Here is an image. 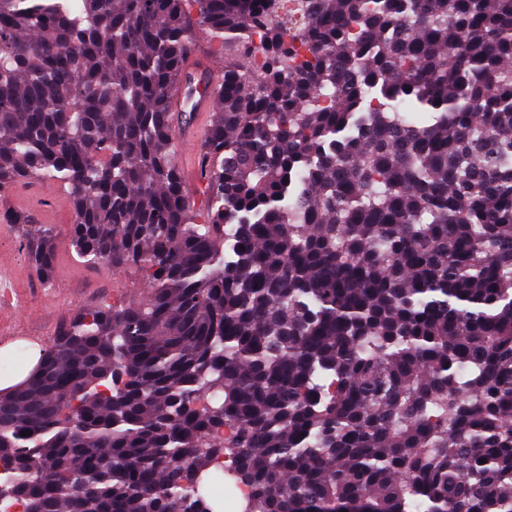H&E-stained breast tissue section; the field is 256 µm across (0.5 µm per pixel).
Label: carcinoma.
<instances>
[{
    "label": "carcinoma",
    "instance_id": "carcinoma-1",
    "mask_svg": "<svg viewBox=\"0 0 512 512\" xmlns=\"http://www.w3.org/2000/svg\"><path fill=\"white\" fill-rule=\"evenodd\" d=\"M199 33L197 224L168 90ZM29 179L149 296L0 395V505L512 512V0H0V187ZM3 220L52 283L56 230Z\"/></svg>",
    "mask_w": 512,
    "mask_h": 512
}]
</instances>
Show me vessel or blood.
Listing matches in <instances>:
<instances>
[{
  "mask_svg": "<svg viewBox=\"0 0 512 512\" xmlns=\"http://www.w3.org/2000/svg\"><path fill=\"white\" fill-rule=\"evenodd\" d=\"M220 76V69L212 61L201 58L197 50H189L183 78L171 91L174 110L192 112L210 107L214 101L212 91Z\"/></svg>",
  "mask_w": 512,
  "mask_h": 512,
  "instance_id": "b4317fda",
  "label": "vessel or blood"
}]
</instances>
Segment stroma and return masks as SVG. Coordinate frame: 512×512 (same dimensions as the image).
<instances>
[{
    "label": "stroma",
    "mask_w": 512,
    "mask_h": 512,
    "mask_svg": "<svg viewBox=\"0 0 512 512\" xmlns=\"http://www.w3.org/2000/svg\"><path fill=\"white\" fill-rule=\"evenodd\" d=\"M37 213L55 226L56 273L42 286L26 256L22 231L0 227V267L9 286L0 290V361L27 365L33 351L49 347L60 325L74 313L145 297L139 274L115 273L102 264H86L76 256L66 229L74 215L62 186L27 180L0 189V209Z\"/></svg>",
    "instance_id": "35a3bbf8"
}]
</instances>
